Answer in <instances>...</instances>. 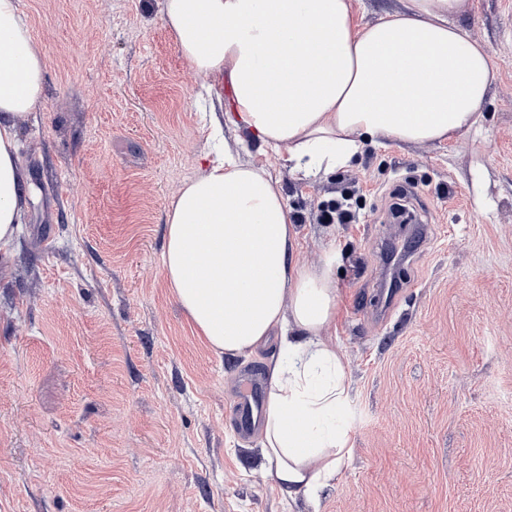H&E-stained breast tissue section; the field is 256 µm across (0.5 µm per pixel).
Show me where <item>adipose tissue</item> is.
<instances>
[{
	"instance_id": "1",
	"label": "adipose tissue",
	"mask_w": 512,
	"mask_h": 512,
	"mask_svg": "<svg viewBox=\"0 0 512 512\" xmlns=\"http://www.w3.org/2000/svg\"><path fill=\"white\" fill-rule=\"evenodd\" d=\"M371 23L354 0H163L185 64L229 85L226 123L293 174L348 168L364 142H442L483 117L495 66L457 23L463 0H403ZM43 49L19 0H0V255L14 248L28 197L17 126L42 102ZM171 294L216 353L267 364L260 452L281 493L317 495L353 448L347 365L331 329L339 311L335 248L319 262L299 242L280 183L232 147L184 183L166 213Z\"/></svg>"
}]
</instances>
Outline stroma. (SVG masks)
Returning <instances> with one entry per match:
<instances>
[{"label":"stroma","instance_id":"stroma-1","mask_svg":"<svg viewBox=\"0 0 512 512\" xmlns=\"http://www.w3.org/2000/svg\"><path fill=\"white\" fill-rule=\"evenodd\" d=\"M20 11L46 71L19 127L32 193L0 259V512H512V0L457 18L496 65L468 134L368 143L319 182L246 146L299 219L300 259L341 253L354 448L316 509L281 494L226 414L277 345L215 353L163 273L167 208L229 88L186 66L162 0ZM346 192L355 223H320Z\"/></svg>","mask_w":512,"mask_h":512}]
</instances>
